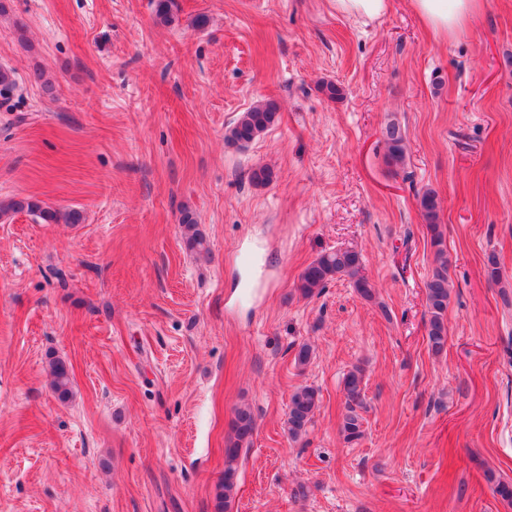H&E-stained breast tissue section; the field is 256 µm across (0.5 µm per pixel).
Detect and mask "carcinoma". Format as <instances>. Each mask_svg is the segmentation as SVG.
<instances>
[{
  "label": "carcinoma",
  "instance_id": "cac0c4a2",
  "mask_svg": "<svg viewBox=\"0 0 512 512\" xmlns=\"http://www.w3.org/2000/svg\"><path fill=\"white\" fill-rule=\"evenodd\" d=\"M178 10L177 0H156V18L164 23L172 21ZM16 86L11 69L0 67V98L12 95ZM279 105L274 99L265 98L258 101L242 113L235 125L230 128L225 139L233 144L246 145L263 135L278 119ZM384 137L388 147V158L394 165L404 161V136L400 127L394 123L385 128ZM419 209L431 234L432 244L436 247L435 267L425 284L428 309L427 340L432 352L440 354L445 350L448 340L446 312L450 288L448 281V252L444 248L443 232L438 224V202L436 194L424 191L418 197ZM18 212H27L45 224H55L65 220L70 224H79L82 214L71 210L66 214L44 205L31 197L13 198L0 202V219ZM181 224L184 228V243L188 251L202 256L208 254L206 238L199 230L194 217L187 211L182 212ZM338 277H345L358 294L367 300L374 297V290L366 277L362 275L360 253L353 249H336L320 254L300 274L297 288L304 298H310ZM51 388L61 399L72 396V382L67 365L62 360H55L50 365ZM364 369L353 366L343 381L345 392V413L340 432L345 441L351 443L364 435L363 418L359 410L365 406ZM319 393L310 386L298 388L288 404L285 426L288 436L298 440L307 433L316 410L319 407ZM256 430V418L251 408H239L231 422V431L224 448V482L217 505V512H230L237 478V461L241 449L252 442Z\"/></svg>",
  "mask_w": 512,
  "mask_h": 512
}]
</instances>
